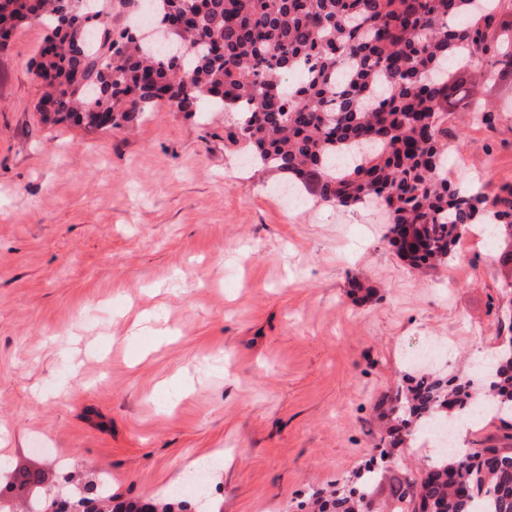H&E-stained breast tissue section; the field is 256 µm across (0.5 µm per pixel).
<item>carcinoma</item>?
Instances as JSON below:
<instances>
[{"mask_svg":"<svg viewBox=\"0 0 512 512\" xmlns=\"http://www.w3.org/2000/svg\"><path fill=\"white\" fill-rule=\"evenodd\" d=\"M112 0H0V49L24 24L47 33L33 67L45 93L36 110L46 123L86 130L129 127L161 102L194 115L231 112L227 139L263 169L292 179L321 201L350 208L375 203L390 217L388 234L415 267L448 261L476 224L512 238V187L488 198L453 185L448 163V96L485 123L475 88L512 74V26L499 0H149L135 25L110 23ZM172 15L186 55L172 57L136 37L153 17ZM69 23H64V20ZM511 346L500 351L489 383L463 376H413L378 402L389 430L450 423L485 407L509 441ZM340 488L313 490L301 512H358L390 471L391 451ZM33 494L27 512H45L39 472L0 473V484ZM111 512H156L91 484ZM392 512H512V448H462L418 473L393 475ZM162 512L191 502L165 495Z\"/></svg>","mask_w":512,"mask_h":512,"instance_id":"obj_1","label":"carcinoma"}]
</instances>
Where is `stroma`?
<instances>
[{
    "instance_id": "1",
    "label": "stroma",
    "mask_w": 512,
    "mask_h": 512,
    "mask_svg": "<svg viewBox=\"0 0 512 512\" xmlns=\"http://www.w3.org/2000/svg\"><path fill=\"white\" fill-rule=\"evenodd\" d=\"M0 50V453L122 499L190 461L215 512H297L363 468L376 404L414 372L476 375L512 335V239L463 236L419 274L375 207L281 191L225 138L228 115L162 103L131 128L43 123L30 60ZM492 125L448 122L449 182L512 185V76Z\"/></svg>"
}]
</instances>
